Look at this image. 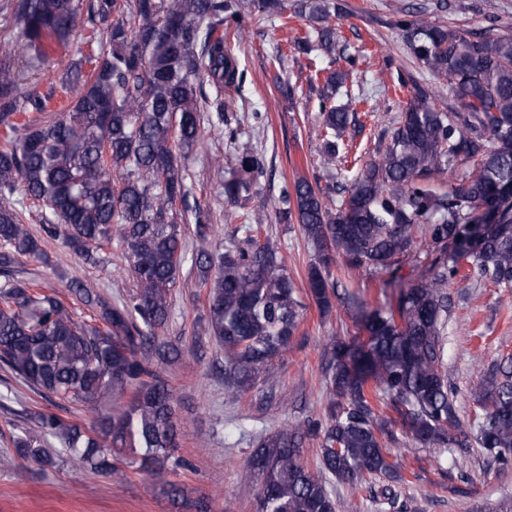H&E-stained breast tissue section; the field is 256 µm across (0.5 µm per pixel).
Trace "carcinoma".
<instances>
[{
	"label": "carcinoma",
	"instance_id": "obj_1",
	"mask_svg": "<svg viewBox=\"0 0 512 512\" xmlns=\"http://www.w3.org/2000/svg\"><path fill=\"white\" fill-rule=\"evenodd\" d=\"M332 0H302L320 25L312 35L277 47L278 67L288 53L320 48L339 68L307 64L310 90L319 95L320 137L328 160L340 155L342 134L357 121L369 97L349 90L363 55L336 52V30L325 25ZM449 0L398 8L394 22L416 60L445 79L421 85L398 77L408 89L404 111L375 156L350 185H337L334 205L320 177L283 182L278 214L300 224L316 248L308 268L307 295L322 315L336 297L332 268L390 272L391 299L369 310L357 299L360 331L333 345L323 374L330 394L326 423L287 425L259 438L248 467L258 491L255 512H335L322 478L304 461L303 444L319 438L322 472L359 483L380 475L375 491L388 512H403L393 484L402 481L389 461L395 442L393 410L422 445L470 453L477 445L500 468L512 465V357L496 366L490 388L476 396L483 410L468 436L445 369L448 281L462 259L480 279L512 291V36L495 24L479 32L445 26L435 15ZM286 0H93L88 22L105 24L98 53L72 62L59 92L25 89L15 67L14 44L0 42V368L51 404L62 401L94 415L85 425L50 411L14 413L15 457L54 467L67 456L116 481L137 466L177 509L213 512L207 498L188 497L168 480L181 433L172 390L156 369L178 352L158 343L172 288L186 261L206 289L205 331L224 351V391L239 398L258 385L262 372L293 343L303 304L277 251L261 241V220L240 202L264 173L261 159L239 128L224 121V91L241 93L244 72L227 38L249 29L288 22ZM82 0H16L14 18L28 59L44 62L49 48L69 46L78 35ZM454 106L437 109L446 91ZM213 109L209 128L236 150V163L221 184L231 206L227 224L244 236L224 247L186 253L177 205L192 190L186 158L206 134L199 102ZM476 174L447 192L437 184L459 163ZM40 210L44 236L60 239L85 263L100 251L123 248L135 288L110 303L94 288L71 289L96 312L78 321L54 294L15 278L24 259L48 262L24 223L25 203ZM195 234L214 233L208 215L195 210ZM430 246L462 244L452 259H437L418 279L405 280L396 258L415 246V232ZM112 396V412L100 403ZM60 447L54 448L51 441Z\"/></svg>",
	"mask_w": 512,
	"mask_h": 512
}]
</instances>
